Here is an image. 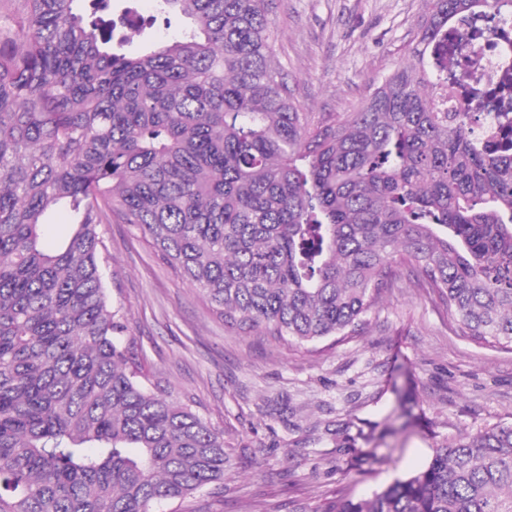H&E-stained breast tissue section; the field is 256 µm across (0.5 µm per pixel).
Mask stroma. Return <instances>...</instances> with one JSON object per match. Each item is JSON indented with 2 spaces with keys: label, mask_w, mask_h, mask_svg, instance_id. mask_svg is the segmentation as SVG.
Instances as JSON below:
<instances>
[{
  "label": "stroma",
  "mask_w": 512,
  "mask_h": 512,
  "mask_svg": "<svg viewBox=\"0 0 512 512\" xmlns=\"http://www.w3.org/2000/svg\"><path fill=\"white\" fill-rule=\"evenodd\" d=\"M424 0H274L282 65L305 111L343 114L406 62ZM106 285L142 371L224 433L221 490L186 512H330L408 477L435 448L512 423V349L455 332L414 278L361 330L308 347L224 325L134 225L102 227Z\"/></svg>",
  "instance_id": "stroma-1"
}]
</instances>
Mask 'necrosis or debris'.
I'll use <instances>...</instances> for the list:
<instances>
[{
    "instance_id": "obj_1",
    "label": "necrosis or debris",
    "mask_w": 512,
    "mask_h": 512,
    "mask_svg": "<svg viewBox=\"0 0 512 512\" xmlns=\"http://www.w3.org/2000/svg\"><path fill=\"white\" fill-rule=\"evenodd\" d=\"M444 64L477 145L512 152V22L480 11L457 19Z\"/></svg>"
}]
</instances>
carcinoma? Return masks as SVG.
<instances>
[{"instance_id": "1", "label": "carcinoma", "mask_w": 512, "mask_h": 512, "mask_svg": "<svg viewBox=\"0 0 512 512\" xmlns=\"http://www.w3.org/2000/svg\"><path fill=\"white\" fill-rule=\"evenodd\" d=\"M134 3L0 0V512H158L223 483L224 433L141 380L114 217L244 333L351 336L406 270L460 333L512 346V154L476 148L448 75L416 51L334 120L297 101L268 0ZM478 6L512 17L426 0L417 45ZM333 512H512V423Z\"/></svg>"}]
</instances>
